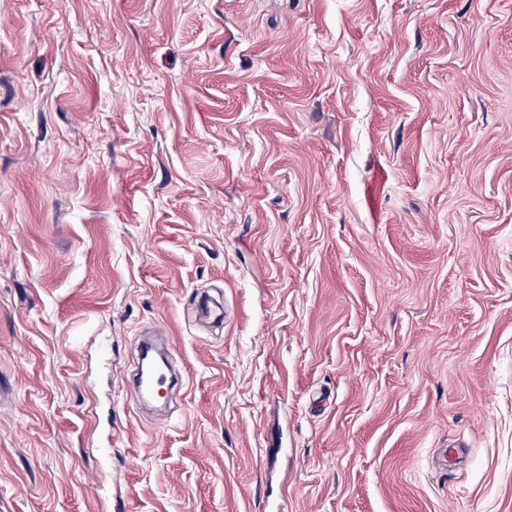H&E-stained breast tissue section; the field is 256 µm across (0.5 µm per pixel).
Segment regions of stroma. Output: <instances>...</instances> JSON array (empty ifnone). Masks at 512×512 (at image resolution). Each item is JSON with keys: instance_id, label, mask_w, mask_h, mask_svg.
Returning a JSON list of instances; mask_svg holds the SVG:
<instances>
[{"instance_id": "35a3bbf8", "label": "stroma", "mask_w": 512, "mask_h": 512, "mask_svg": "<svg viewBox=\"0 0 512 512\" xmlns=\"http://www.w3.org/2000/svg\"><path fill=\"white\" fill-rule=\"evenodd\" d=\"M116 495L512 512V0H0V512ZM166 381L165 368L158 367L150 380L138 377L133 382L129 390L130 397L136 405L151 400L155 392L165 389Z\"/></svg>"}]
</instances>
